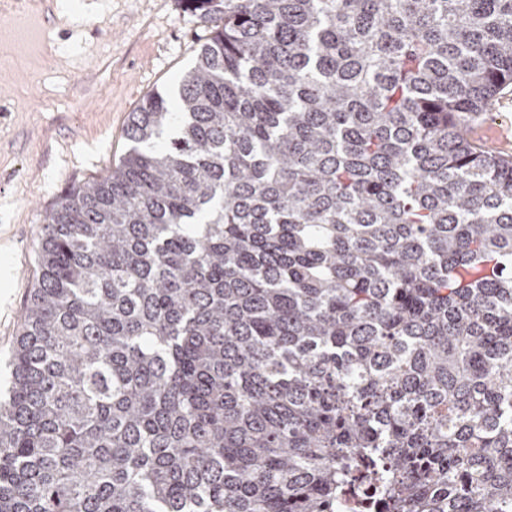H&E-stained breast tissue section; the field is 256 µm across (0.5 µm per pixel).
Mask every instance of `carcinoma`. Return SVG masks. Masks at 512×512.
Segmentation results:
<instances>
[{
  "label": "carcinoma",
  "instance_id": "cac0c4a2",
  "mask_svg": "<svg viewBox=\"0 0 512 512\" xmlns=\"http://www.w3.org/2000/svg\"><path fill=\"white\" fill-rule=\"evenodd\" d=\"M193 67L46 216L0 512H512V0H183ZM491 105L492 110L482 112L472 123L470 141L512 157V86L497 95Z\"/></svg>",
  "mask_w": 512,
  "mask_h": 512
}]
</instances>
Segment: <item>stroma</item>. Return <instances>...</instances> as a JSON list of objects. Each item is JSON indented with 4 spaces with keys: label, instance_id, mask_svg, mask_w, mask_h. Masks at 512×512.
Here are the masks:
<instances>
[{
    "label": "stroma",
    "instance_id": "35a3bbf8",
    "mask_svg": "<svg viewBox=\"0 0 512 512\" xmlns=\"http://www.w3.org/2000/svg\"><path fill=\"white\" fill-rule=\"evenodd\" d=\"M32 39L0 31V393L57 199L128 149L148 94L189 69L208 28L181 0H45ZM472 142L512 157V86L472 124Z\"/></svg>",
    "mask_w": 512,
    "mask_h": 512
}]
</instances>
